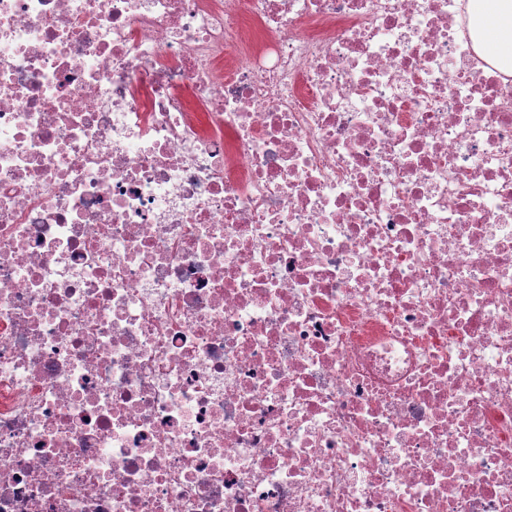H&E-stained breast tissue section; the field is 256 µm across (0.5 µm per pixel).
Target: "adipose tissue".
I'll list each match as a JSON object with an SVG mask.
<instances>
[{
  "label": "adipose tissue",
  "instance_id": "adipose-tissue-1",
  "mask_svg": "<svg viewBox=\"0 0 512 512\" xmlns=\"http://www.w3.org/2000/svg\"><path fill=\"white\" fill-rule=\"evenodd\" d=\"M469 9L480 23V45L487 60L512 62V48L506 45L512 37V0H469Z\"/></svg>",
  "mask_w": 512,
  "mask_h": 512
}]
</instances>
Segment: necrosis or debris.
I'll return each instance as SVG.
<instances>
[{"label": "necrosis or debris", "instance_id": "1", "mask_svg": "<svg viewBox=\"0 0 512 512\" xmlns=\"http://www.w3.org/2000/svg\"><path fill=\"white\" fill-rule=\"evenodd\" d=\"M468 0H0V512H512V70Z\"/></svg>", "mask_w": 512, "mask_h": 512}]
</instances>
